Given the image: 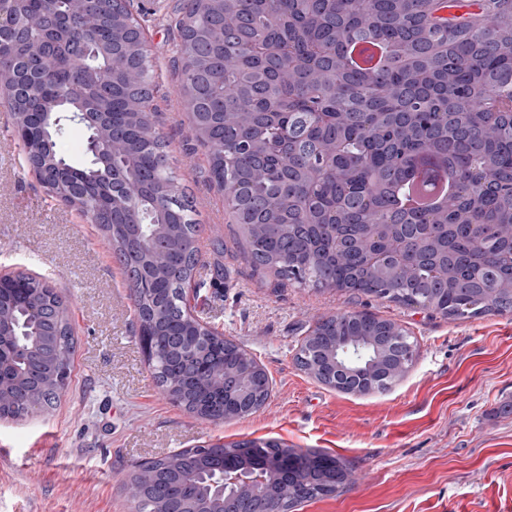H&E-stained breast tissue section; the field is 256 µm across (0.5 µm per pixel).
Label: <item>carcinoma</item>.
<instances>
[{"instance_id": "cac0c4a2", "label": "carcinoma", "mask_w": 512, "mask_h": 512, "mask_svg": "<svg viewBox=\"0 0 512 512\" xmlns=\"http://www.w3.org/2000/svg\"><path fill=\"white\" fill-rule=\"evenodd\" d=\"M130 0H25L0 19V88L10 99L22 165H55L48 192L96 200L94 223L126 275L137 330L159 391L206 418L263 404L266 371L237 344L186 313L200 224L179 188L155 112L156 72L143 40L120 17ZM181 0L178 92L207 180L224 192L248 261L281 282L336 288L448 318L512 313V0ZM94 56L75 59L66 20ZM388 50L384 65L373 48ZM55 55L39 81L42 56ZM70 112L101 159L75 164L57 148ZM453 178L443 207L422 197ZM14 288L4 337L0 419L48 410L72 372L68 309L46 278L3 276ZM365 348L359 368L336 345ZM416 345L395 322L337 314L301 343L298 366L345 393L384 391L413 364ZM237 375L249 401L224 403ZM230 462L261 480L244 488L256 512L336 493L348 466L322 452L288 454L274 441L180 450L135 466L137 512L200 506L223 512L204 476Z\"/></svg>"}]
</instances>
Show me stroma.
Instances as JSON below:
<instances>
[{"instance_id":"obj_1","label":"stroma","mask_w":512,"mask_h":512,"mask_svg":"<svg viewBox=\"0 0 512 512\" xmlns=\"http://www.w3.org/2000/svg\"><path fill=\"white\" fill-rule=\"evenodd\" d=\"M131 3L159 75L160 129L202 227L200 289L189 306L265 368L271 393L249 416L226 421L187 413L159 393L103 233L19 165L11 114L0 102V275L48 277L75 338L70 382L53 408L0 420V512H133L123 486L135 465L255 439L321 450L349 466L340 492L295 512H512V314L452 319L256 275L223 193L203 176L206 151L177 92L168 16L178 0ZM343 312L395 321L416 342L412 368L390 390L339 393L297 366L317 319Z\"/></svg>"}]
</instances>
